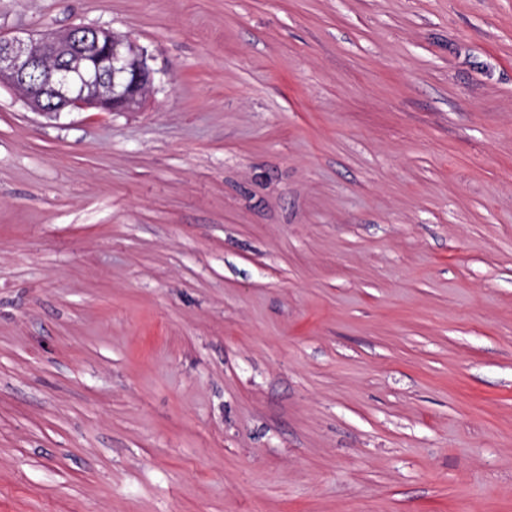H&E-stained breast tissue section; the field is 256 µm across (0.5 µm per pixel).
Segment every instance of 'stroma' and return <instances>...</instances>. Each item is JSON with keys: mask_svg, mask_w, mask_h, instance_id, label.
I'll return each instance as SVG.
<instances>
[{"mask_svg": "<svg viewBox=\"0 0 512 512\" xmlns=\"http://www.w3.org/2000/svg\"><path fill=\"white\" fill-rule=\"evenodd\" d=\"M146 47L0 90V512H512V0H0ZM147 51L126 36L103 28L75 27L35 38H0V85L22 92L38 113L99 109L129 112L152 92L154 71ZM32 70L42 73L29 81ZM84 70L79 87L70 74Z\"/></svg>", "mask_w": 512, "mask_h": 512, "instance_id": "stroma-1", "label": "stroma"}]
</instances>
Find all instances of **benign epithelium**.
<instances>
[{
  "mask_svg": "<svg viewBox=\"0 0 512 512\" xmlns=\"http://www.w3.org/2000/svg\"><path fill=\"white\" fill-rule=\"evenodd\" d=\"M147 51L126 36L103 28L75 27L38 38H0V85L22 92L45 115L99 109L129 112L152 92L154 71ZM85 71L83 83L70 74Z\"/></svg>",
  "mask_w": 512,
  "mask_h": 512,
  "instance_id": "7a95c632",
  "label": "benign epithelium"
}]
</instances>
